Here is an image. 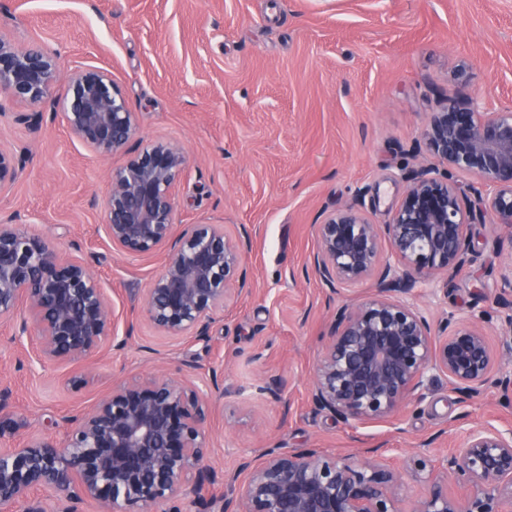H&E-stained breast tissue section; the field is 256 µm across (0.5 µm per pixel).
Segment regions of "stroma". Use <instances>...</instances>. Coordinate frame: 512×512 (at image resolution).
<instances>
[{"label": "stroma", "instance_id": "stroma-1", "mask_svg": "<svg viewBox=\"0 0 512 512\" xmlns=\"http://www.w3.org/2000/svg\"><path fill=\"white\" fill-rule=\"evenodd\" d=\"M0 39L54 56L50 103L0 91V145L19 177L0 199V223L19 224L62 253L79 251L101 282L124 348L95 357L81 390L75 368L49 367L33 333L0 320V448L33 436L62 443L64 415L145 375L224 382L211 399L206 462L234 470L259 449L321 448L359 460L386 448L411 506L427 490L414 458L438 460L468 432L512 431V403L490 393L464 403L433 370L421 397L389 420L360 423L314 411L310 391L336 308L373 281L331 293L313 272L326 210L367 192V216L386 224L404 190L401 170L431 164L409 154L431 112L474 98L512 109V0H0ZM108 73L136 123L126 151L101 156L67 128L57 102L71 73ZM153 141L182 147L174 190L178 224H244L242 268L251 292L216 314L208 343L159 336L142 315L166 255H124L103 226L109 174ZM482 261L453 280L419 283L410 300L433 321L470 306L480 286L512 268V237L474 228ZM277 376L280 398L257 394Z\"/></svg>", "mask_w": 512, "mask_h": 512}]
</instances>
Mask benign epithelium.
<instances>
[{
  "label": "benign epithelium",
  "instance_id": "7a95c632",
  "mask_svg": "<svg viewBox=\"0 0 512 512\" xmlns=\"http://www.w3.org/2000/svg\"><path fill=\"white\" fill-rule=\"evenodd\" d=\"M59 80L53 56L0 39V89L39 103ZM63 118L71 132L103 156L123 150L135 117L102 71L86 69L68 83ZM442 159L451 170L474 176L462 185L448 173L405 169L404 192L385 224L395 261L383 257L377 225L365 216L366 192L326 212L318 225L314 272L330 286L376 280V293L336 309L316 367L311 403L348 421H384L425 386L438 370L463 400L488 392L512 399V373L501 363L512 355V273L486 297L502 320V351L490 346L485 311L449 313L438 327L402 298L422 279L451 280L477 262L471 227L497 224L512 233V111L488 114L477 101L451 102L430 113L421 141L409 149ZM187 165L180 147L164 141L144 146L112 171L105 231L112 248L127 255L167 254L148 289L145 319L160 334L193 343L210 338L213 315L249 293L241 270L250 233L245 225L173 221L175 186ZM13 152L0 148V194L17 181ZM27 318L36 326V348L48 363L87 361L112 335L113 314L103 288L79 257L16 224H0V318ZM218 379L204 390L194 383L147 375L112 387L92 409L64 419L61 445L30 438L0 448V512H45L50 494L77 512L87 499L100 512H148L187 492L197 512H512V433L487 427L469 431L465 446L427 472V493L401 507L402 478L383 459L350 462L320 448H266L218 474L205 463L206 424ZM453 480L469 492L448 496ZM224 483L219 501L202 492Z\"/></svg>",
  "mask_w": 512,
  "mask_h": 512
}]
</instances>
